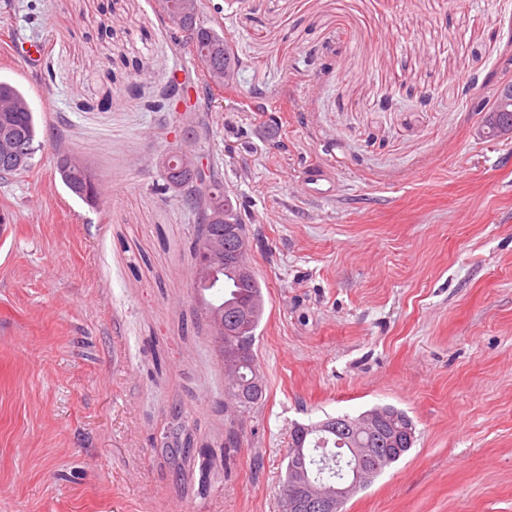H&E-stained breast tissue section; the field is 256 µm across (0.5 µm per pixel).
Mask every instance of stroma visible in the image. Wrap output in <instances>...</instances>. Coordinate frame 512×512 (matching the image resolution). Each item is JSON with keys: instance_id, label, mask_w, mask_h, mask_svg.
Here are the masks:
<instances>
[{"instance_id": "obj_1", "label": "stroma", "mask_w": 512, "mask_h": 512, "mask_svg": "<svg viewBox=\"0 0 512 512\" xmlns=\"http://www.w3.org/2000/svg\"><path fill=\"white\" fill-rule=\"evenodd\" d=\"M201 7L239 64L192 144L253 240L265 398L198 496L159 438L230 425L214 296L183 255L196 217L162 189L181 118L142 106L172 70L203 85L188 44L155 0H0V80L41 129L0 181V512H278L294 424L383 405L415 443L345 512H512V141L479 132L512 80V0ZM64 155L106 190L96 206ZM58 170L64 186L73 195L86 203H95L98 200L99 189L81 161L66 158L58 165Z\"/></svg>"}]
</instances>
